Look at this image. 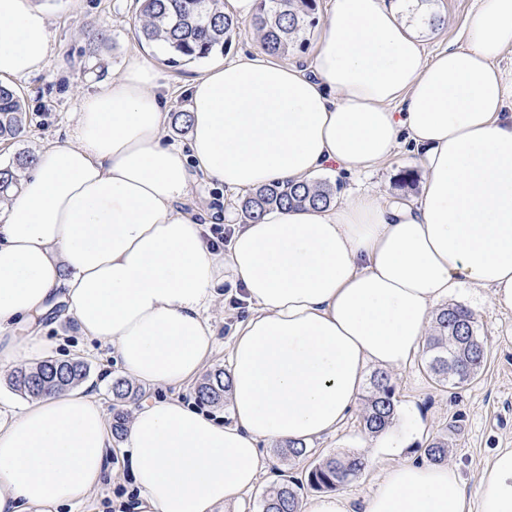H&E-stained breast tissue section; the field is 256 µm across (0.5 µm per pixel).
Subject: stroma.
<instances>
[{
	"instance_id": "35a3bbf8",
	"label": "stroma",
	"mask_w": 512,
	"mask_h": 512,
	"mask_svg": "<svg viewBox=\"0 0 512 512\" xmlns=\"http://www.w3.org/2000/svg\"><path fill=\"white\" fill-rule=\"evenodd\" d=\"M48 16L53 50L44 72L16 81L28 113V129L22 141H0V164L12 160L20 150L39 151L71 129L76 121L77 99L93 91L125 60L149 55L161 74L168 112L186 110L185 88L209 65L208 60L167 63L162 47L146 44L137 34V0H36ZM441 19L439 27L420 33L426 56L448 47L463 45L476 0H431L429 5ZM97 34L89 44L88 34ZM412 184H404V175ZM423 171L414 154L400 147L396 154L368 176L351 178L342 174L320 175V182L334 190L335 200L350 192L370 189L385 198H414ZM243 197L225 193L223 187L196 176L185 209L212 217L208 230L212 238H231L233 223L242 222ZM466 307L476 318V334L486 350L477 377L455 388H444L426 372L420 358L391 370L395 386L397 416L387 431L392 451L379 452L366 445L363 405H356L336 430L311 441V455L291 458L282 455L276 443L262 444L269 469L259 483L244 492L237 512H260L263 494L282 478L304 480L309 469L327 456L364 454L368 465L362 475L340 489L350 512H363L364 502L376 488L383 473L403 460H422V447L438 435L448 438L447 465L455 467L468 491H475L492 454L512 448V312L498 310L486 288L462 286L449 298ZM65 306L52 302L43 315L13 326L11 335L40 333L46 340L44 357L80 358L90 366L87 382L104 412L112 410L111 387L122 372L111 346L82 336L74 322L61 321ZM246 305L236 299L217 303L209 311L215 328V349L206 362V372L228 366L230 346ZM138 495L128 463L118 453L109 455V471L89 497V512H136Z\"/></svg>"
}]
</instances>
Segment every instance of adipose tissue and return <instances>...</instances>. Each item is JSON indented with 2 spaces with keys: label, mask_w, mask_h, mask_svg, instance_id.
I'll list each match as a JSON object with an SVG mask.
<instances>
[{
  "label": "adipose tissue",
  "mask_w": 512,
  "mask_h": 512,
  "mask_svg": "<svg viewBox=\"0 0 512 512\" xmlns=\"http://www.w3.org/2000/svg\"><path fill=\"white\" fill-rule=\"evenodd\" d=\"M477 2L464 45L429 59L390 0H333L309 68L241 53L194 78L184 148L163 139L156 67L131 57L79 98L74 126L0 207V328L63 296L78 331L112 344L142 384L198 376L218 288L242 291L230 423L170 398L132 415L121 453L140 512L234 506L268 465L260 443L335 430L367 368L409 362L461 284L512 311V81L496 65L512 50V0ZM51 51L35 0H0V80L39 76ZM402 142L423 170L411 201L366 192L272 209L224 255L183 207L196 173L232 192L360 175ZM111 442L83 387L0 420V512L83 503ZM364 512H512V448L472 494L454 467L393 465Z\"/></svg>",
  "instance_id": "obj_1"
}]
</instances>
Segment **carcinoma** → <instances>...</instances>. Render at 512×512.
I'll return each instance as SVG.
<instances>
[{"label":"carcinoma","mask_w":512,"mask_h":512,"mask_svg":"<svg viewBox=\"0 0 512 512\" xmlns=\"http://www.w3.org/2000/svg\"><path fill=\"white\" fill-rule=\"evenodd\" d=\"M140 38L162 45L169 62L195 61L224 52L237 21L224 13V0H137ZM317 0H259L256 17L265 50L276 56L295 48L306 26L315 23ZM27 125L25 101L15 88L0 83V140L24 136ZM36 156L17 154L12 163L0 167V199L17 190L24 173L35 165ZM333 190L312 183H273L250 193L242 209L250 220H258L273 208L290 209L306 205L331 204ZM426 371L443 387H456L473 379L485 360V348L476 335L473 315L459 305L441 308L435 317L433 333L422 347ZM85 361L47 359L33 367L21 368L11 376L14 387L31 397H42L68 390L88 377ZM371 394L363 415V428L369 434L386 430L393 421L395 387L389 375L378 371L370 378ZM229 389V376L219 369L198 388L205 404L218 403ZM138 391L125 379L112 384V434L126 431L124 406L136 399ZM424 456L438 464L448 456V439L436 437L422 449ZM361 454L345 458L326 457L308 472L306 485L316 491H337L356 480L366 469ZM301 484L290 481L269 490L261 502V512H298Z\"/></svg>","instance_id":"cac0c4a2"}]
</instances>
